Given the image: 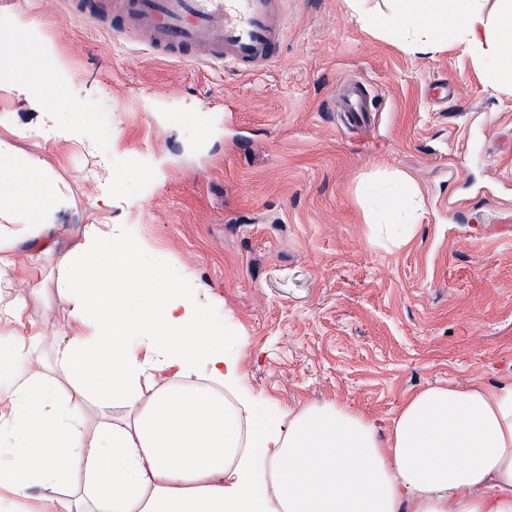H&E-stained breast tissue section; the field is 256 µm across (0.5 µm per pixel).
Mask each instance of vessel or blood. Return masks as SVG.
Listing matches in <instances>:
<instances>
[{"label": "vessel or blood", "instance_id": "b4317fda", "mask_svg": "<svg viewBox=\"0 0 512 512\" xmlns=\"http://www.w3.org/2000/svg\"><path fill=\"white\" fill-rule=\"evenodd\" d=\"M113 19L157 55L246 72L278 60L287 26L285 0H117ZM344 101V126L369 131L367 88L347 84Z\"/></svg>", "mask_w": 512, "mask_h": 512}]
</instances>
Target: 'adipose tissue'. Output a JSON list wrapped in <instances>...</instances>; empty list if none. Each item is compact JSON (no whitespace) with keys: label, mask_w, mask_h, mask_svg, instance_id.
<instances>
[{"label":"adipose tissue","mask_w":512,"mask_h":512,"mask_svg":"<svg viewBox=\"0 0 512 512\" xmlns=\"http://www.w3.org/2000/svg\"><path fill=\"white\" fill-rule=\"evenodd\" d=\"M390 2L376 15L346 0L363 27L398 29L418 52L451 37L491 82L512 83V0L492 14L484 0ZM56 56L42 24L0 25L7 89L38 114L0 135V373L28 364L0 407V488L57 493L80 473L81 494L57 495L59 512H512V377L428 386L385 430L339 400L268 412L225 354L222 329L200 320L193 291L137 264L145 245L125 225L86 224L58 255L68 198L50 162L11 145L85 141L50 122L67 94ZM22 250L56 262L70 306L72 334L53 352L71 385L64 397L32 357L41 329L10 294ZM84 401L96 425L78 412Z\"/></svg>","instance_id":"adipose-tissue-1"}]
</instances>
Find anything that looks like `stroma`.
Returning a JSON list of instances; mask_svg holds the SVG:
<instances>
[{
    "mask_svg": "<svg viewBox=\"0 0 512 512\" xmlns=\"http://www.w3.org/2000/svg\"><path fill=\"white\" fill-rule=\"evenodd\" d=\"M77 0H0V20L42 23L65 65L69 102L54 118L95 139L112 171V211L151 249L139 262L191 283L203 322L236 337L263 402L350 400L391 419L435 382L512 374V88L491 89L463 46L412 52L362 27L345 0H288L280 60L248 76L155 56ZM370 83L371 133L347 129L331 98ZM447 84L446 101L426 95ZM49 158L73 233L91 221L78 144L15 140ZM402 173L422 209L407 247L370 227L385 179ZM54 264L26 277L28 317L50 360L70 334Z\"/></svg>",
    "mask_w": 512,
    "mask_h": 512,
    "instance_id": "1",
    "label": "stroma"
}]
</instances>
